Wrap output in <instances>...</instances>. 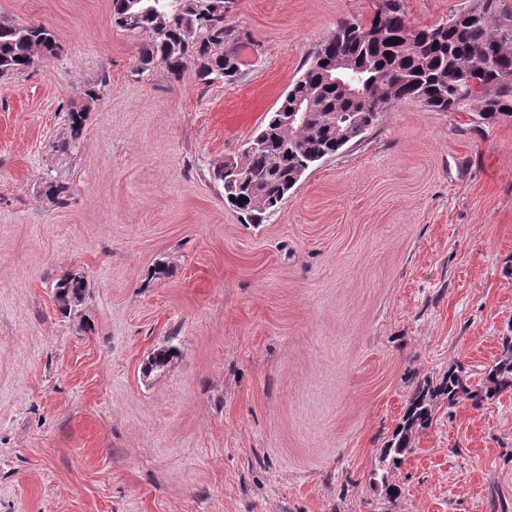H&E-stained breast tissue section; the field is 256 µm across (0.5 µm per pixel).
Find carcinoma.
<instances>
[{
  "label": "carcinoma",
  "mask_w": 512,
  "mask_h": 512,
  "mask_svg": "<svg viewBox=\"0 0 512 512\" xmlns=\"http://www.w3.org/2000/svg\"><path fill=\"white\" fill-rule=\"evenodd\" d=\"M229 0H112V21L127 31L143 33L138 70L160 66L179 78L190 67L204 85L231 82L239 71L238 38L225 23ZM375 32L359 35L360 25L342 22L319 44L276 108L241 152L214 169L225 198L253 224L275 214L310 168L339 153L350 141L337 135L333 116L344 113L367 129L404 100H415L437 112H475L489 123L512 120V13L499 10L498 0H474L448 21L426 28L412 25L401 0L384 5L369 21ZM53 33L41 24L0 20V77L34 67L56 54ZM346 57L358 70V87L380 105L364 112L336 85L325 81L320 61ZM311 98L314 111L305 122L283 132L298 100ZM72 141L81 138L84 110L67 112ZM84 277L63 273L55 297L66 311L86 295ZM512 388V340L488 371L484 388L466 387L462 370L450 369L434 384L418 385L409 398L402 422L380 456L384 470L398 467L411 448L416 429L429 424L439 400L456 404L464 395L475 403Z\"/></svg>",
  "instance_id": "cac0c4a2"
}]
</instances>
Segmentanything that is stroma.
Instances as JSON below:
<instances>
[{
    "mask_svg": "<svg viewBox=\"0 0 512 512\" xmlns=\"http://www.w3.org/2000/svg\"><path fill=\"white\" fill-rule=\"evenodd\" d=\"M376 7L233 0L239 74L207 87L139 73L112 0H0L59 45L0 79V512H512V388L439 403L379 480L416 383L479 389L512 336V122L397 103L261 224L213 176ZM87 282L83 276L63 273L55 283V297L59 307L63 311L77 307L83 301L86 295Z\"/></svg>",
    "mask_w": 512,
    "mask_h": 512,
    "instance_id": "1",
    "label": "stroma"
}]
</instances>
